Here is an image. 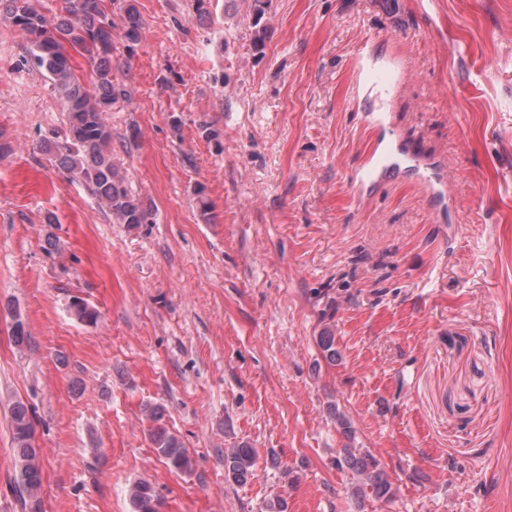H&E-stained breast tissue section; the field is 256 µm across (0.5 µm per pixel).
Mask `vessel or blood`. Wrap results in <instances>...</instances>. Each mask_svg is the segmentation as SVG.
<instances>
[{
	"instance_id": "b4317fda",
	"label": "vessel or blood",
	"mask_w": 512,
	"mask_h": 512,
	"mask_svg": "<svg viewBox=\"0 0 512 512\" xmlns=\"http://www.w3.org/2000/svg\"><path fill=\"white\" fill-rule=\"evenodd\" d=\"M406 68L403 63L393 62L383 66L361 64L359 78L362 86L376 91L381 104L366 119L377 132V140L361 169L355 174L352 184L358 198H367L379 184L400 173H417L421 184L432 201L441 223H452L453 217L447 204V183L438 170L421 171L416 156L405 151L389 130L388 116L382 104L399 88Z\"/></svg>"
}]
</instances>
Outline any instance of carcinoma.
I'll use <instances>...</instances> for the list:
<instances>
[{
    "label": "carcinoma",
    "mask_w": 512,
    "mask_h": 512,
    "mask_svg": "<svg viewBox=\"0 0 512 512\" xmlns=\"http://www.w3.org/2000/svg\"><path fill=\"white\" fill-rule=\"evenodd\" d=\"M5 16L24 31L30 40V63L49 74L66 106L65 143L44 141L45 152L53 156L59 167L87 182L99 203L112 214L116 224L134 227L147 224L151 211L135 194L124 174L112 160V130L107 114L119 101L128 100L124 86L112 79V31L105 21L101 0H63L62 16L49 19L37 11L30 0H0ZM124 37L139 42L142 20L135 0H127L124 8ZM79 48L87 56L95 77L96 92L89 93L72 71L64 52V44ZM70 313L83 323H95L97 311L81 298L70 302ZM325 356L336 361L335 336L325 328L319 336ZM12 442L19 471L17 492L22 506L38 512L41 474L36 464L37 448L33 445L34 424L29 408L21 401L10 410ZM156 453L169 468L179 472L192 470V460L178 437L159 426L152 434ZM343 461L365 476L364 485L378 499L393 496L392 483L377 470L374 458L365 452L356 454L342 449ZM256 452L242 446L224 452V470L228 480L243 484L252 475ZM132 512H156V499L150 484L137 482L129 490Z\"/></svg>",
    "instance_id": "1"
}]
</instances>
